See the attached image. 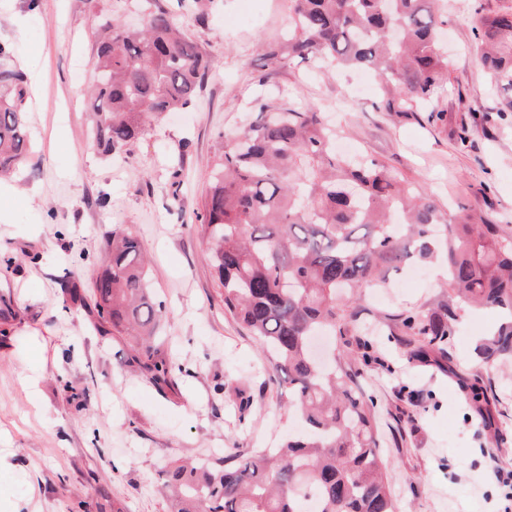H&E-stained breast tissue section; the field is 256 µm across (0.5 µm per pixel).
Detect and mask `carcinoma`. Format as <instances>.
<instances>
[{"mask_svg":"<svg viewBox=\"0 0 512 512\" xmlns=\"http://www.w3.org/2000/svg\"><path fill=\"white\" fill-rule=\"evenodd\" d=\"M288 37L263 45L271 72L300 59L367 72L379 81V109L425 112L448 86L445 0H289ZM142 26L102 23L93 45L91 144L121 150L152 117L188 108L210 61L179 33L163 0H140ZM480 60L496 90L500 120L512 115V6L477 15ZM28 78L0 65V173L13 171L31 142L25 123ZM336 125L324 112L284 101L262 103L234 131L218 136L213 177L196 218L222 289L224 311L245 324L268 352L279 389L299 411L302 430L275 448L237 451L224 463L171 461L164 487L169 512H397L378 444L374 403L345 358L318 360L316 337L360 336L350 304L418 260L444 254L448 300L428 315L405 310L389 335L408 336L407 357L438 365L451 324L468 308L512 312V235L465 203L462 231L448 229L437 201L370 157L336 154ZM90 300L104 332L131 340L132 361L150 382L175 371L161 336L142 245L112 231L105 268ZM482 354H512V325ZM475 416L494 429L484 394L471 392Z\"/></svg>","mask_w":512,"mask_h":512,"instance_id":"1","label":"carcinoma"}]
</instances>
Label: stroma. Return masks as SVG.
<instances>
[{"label":"stroma","instance_id":"obj_1","mask_svg":"<svg viewBox=\"0 0 512 512\" xmlns=\"http://www.w3.org/2000/svg\"><path fill=\"white\" fill-rule=\"evenodd\" d=\"M510 5L450 0L452 88L440 102L446 122L432 124L423 112L378 111L380 89L362 72L296 60L264 75L262 46L286 31L288 0H172L181 30L211 61L208 77L187 111L148 122L105 156L88 145L91 42L99 15L137 22L131 0H0V45L29 77L32 143L0 197V258L15 260L0 277V305L17 314L0 341V512H112L116 503L123 512H168L169 461L215 462L229 449L272 448L296 432L260 344L224 312L195 229L218 135L254 111L257 92L335 113L345 142L441 205L466 202L494 223L512 222V122L497 117L472 24L475 13ZM118 228L132 230L150 258L163 333L184 369L174 386L143 378L130 347L99 335L93 310L65 293L74 282L89 288ZM421 267V282L359 302L361 321L436 308L440 268ZM501 320L494 309L462 311L448 338L449 371L408 361L404 341L394 339L380 340L377 363L362 367L358 383L382 422L398 512H504L495 473L512 472V356L489 366L476 354ZM464 378L494 403L496 435L471 422Z\"/></svg>","mask_w":512,"mask_h":512}]
</instances>
